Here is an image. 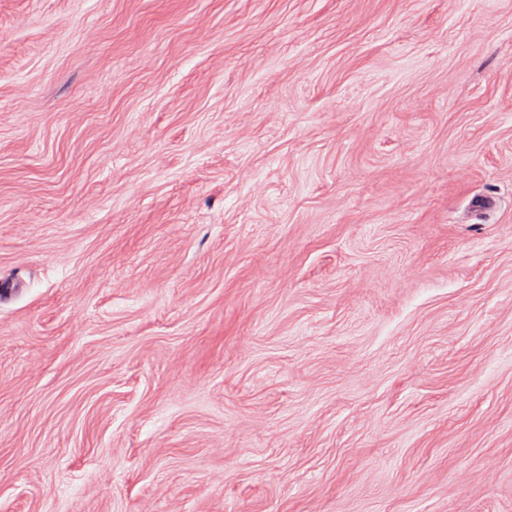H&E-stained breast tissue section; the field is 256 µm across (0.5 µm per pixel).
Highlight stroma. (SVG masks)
Masks as SVG:
<instances>
[{
	"label": "stroma",
	"mask_w": 512,
	"mask_h": 512,
	"mask_svg": "<svg viewBox=\"0 0 512 512\" xmlns=\"http://www.w3.org/2000/svg\"><path fill=\"white\" fill-rule=\"evenodd\" d=\"M1 281L0 512H512V0H0Z\"/></svg>",
	"instance_id": "1"
}]
</instances>
